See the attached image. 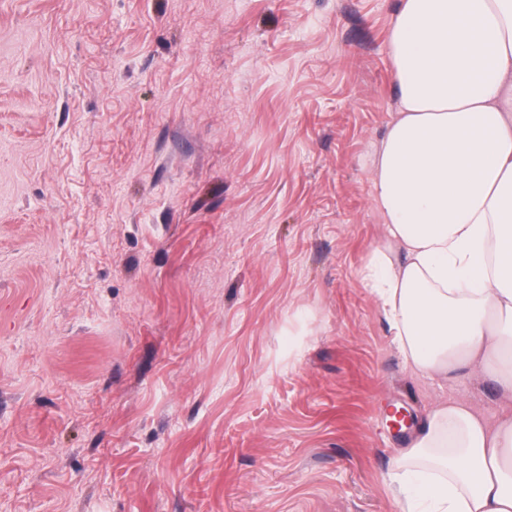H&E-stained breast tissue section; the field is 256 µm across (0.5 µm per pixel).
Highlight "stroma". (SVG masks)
<instances>
[{
  "label": "stroma",
  "mask_w": 512,
  "mask_h": 512,
  "mask_svg": "<svg viewBox=\"0 0 512 512\" xmlns=\"http://www.w3.org/2000/svg\"><path fill=\"white\" fill-rule=\"evenodd\" d=\"M398 5L0 0V512H398L435 405L499 415L363 280Z\"/></svg>",
  "instance_id": "obj_1"
}]
</instances>
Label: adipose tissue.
I'll return each instance as SVG.
<instances>
[{"label": "adipose tissue", "instance_id": "1", "mask_svg": "<svg viewBox=\"0 0 512 512\" xmlns=\"http://www.w3.org/2000/svg\"><path fill=\"white\" fill-rule=\"evenodd\" d=\"M396 112L372 174L388 245L366 264L420 376L512 401V0H400ZM388 478L400 512H512V412L430 410Z\"/></svg>", "mask_w": 512, "mask_h": 512}]
</instances>
